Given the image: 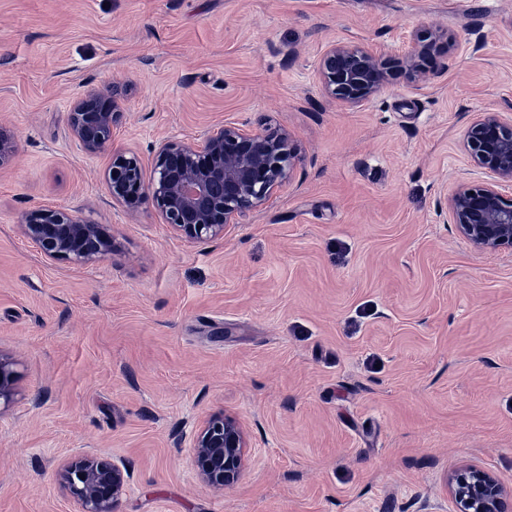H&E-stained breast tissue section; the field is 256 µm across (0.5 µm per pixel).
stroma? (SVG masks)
I'll list each match as a JSON object with an SVG mask.
<instances>
[{"label": "stroma", "mask_w": 512, "mask_h": 512, "mask_svg": "<svg viewBox=\"0 0 512 512\" xmlns=\"http://www.w3.org/2000/svg\"><path fill=\"white\" fill-rule=\"evenodd\" d=\"M435 28L461 47L427 84L322 92L327 43ZM104 88L120 117L88 155L68 112ZM510 109L512 0H0V512H74L56 471L79 452L124 458L119 512H453L461 464L512 481V252L440 205L477 176L473 115ZM261 121L301 161L223 238L106 190L112 152ZM36 206L103 225L111 257L45 260L18 228ZM218 412L249 443L221 490L189 442ZM15 360L0 351V413L8 408L16 396Z\"/></svg>", "instance_id": "stroma-1"}]
</instances>
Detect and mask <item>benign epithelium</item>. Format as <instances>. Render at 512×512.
I'll return each instance as SVG.
<instances>
[{"mask_svg": "<svg viewBox=\"0 0 512 512\" xmlns=\"http://www.w3.org/2000/svg\"><path fill=\"white\" fill-rule=\"evenodd\" d=\"M456 44L444 30L412 35L410 48L401 54L378 52L359 42H333L321 54L316 72L327 96L361 107L400 76L414 84L428 82ZM118 116L109 92L90 91L68 112V128L85 153L97 154L110 144ZM16 149L13 135L0 127V163ZM465 149L473 167L488 178L458 184L444 195L446 211L459 234L477 249L512 250V199L502 191L503 184L512 183V113H476L465 132ZM298 163L288 131L264 123H226L199 141L162 140L149 181L138 155L114 153L105 183L112 200L129 211L152 201L177 236L196 244L224 237L228 225L261 210L291 180ZM19 228L52 262L87 265L112 254V237L101 225L66 209L34 207L23 215ZM15 365L0 352V411L16 396ZM192 448L199 478L222 489L239 479L248 441L235 418L214 413L194 429ZM57 479L76 512H117L130 471L114 460L83 453L61 466ZM447 490L456 512L512 509V483L471 464L448 476Z\"/></svg>", "mask_w": 512, "mask_h": 512, "instance_id": "1", "label": "benign epithelium"}]
</instances>
